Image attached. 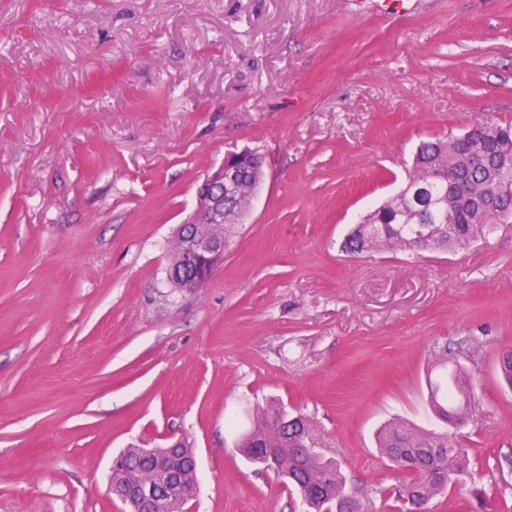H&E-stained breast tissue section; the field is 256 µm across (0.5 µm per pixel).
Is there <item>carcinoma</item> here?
<instances>
[{
  "instance_id": "1",
  "label": "carcinoma",
  "mask_w": 512,
  "mask_h": 512,
  "mask_svg": "<svg viewBox=\"0 0 512 512\" xmlns=\"http://www.w3.org/2000/svg\"><path fill=\"white\" fill-rule=\"evenodd\" d=\"M460 149L456 139L423 144L416 155L414 170L398 197L367 214L346 241L345 249L360 253L382 244L408 250L448 245L445 237L434 241L416 237L412 224L406 222L408 213L417 224L453 226L454 244H460L470 223V210L451 214L434 206L433 201L458 189L474 193L488 190L477 176L468 181L465 175H459L460 186L448 183V161ZM505 210L512 211V194L502 196L498 208L485 212L484 230L492 231V219L501 217ZM431 370L438 374L428 379L429 406L445 429L423 430L392 424L379 437L380 449L405 473L392 505L397 512L403 509L427 512L428 504L435 497L453 485H465L472 475L470 449L449 432L451 428L460 429L462 420L475 407L471 377L461 365L450 366L446 361L433 362ZM282 412L276 405L256 408L252 425L239 436L236 449L251 463L287 479L299 491L308 512H332L336 495L342 493L340 467L307 445V430L301 418L280 425ZM122 457L125 461L116 463L112 469V481L140 484L154 479V471L139 461L135 449H127Z\"/></svg>"
}]
</instances>
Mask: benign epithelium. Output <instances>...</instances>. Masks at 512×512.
<instances>
[{"mask_svg":"<svg viewBox=\"0 0 512 512\" xmlns=\"http://www.w3.org/2000/svg\"><path fill=\"white\" fill-rule=\"evenodd\" d=\"M465 147L464 153L448 166L453 170L457 166L478 168L484 178L495 182L502 193L512 192V171L509 170V158L512 154L504 152L490 161V148L484 138L483 127L473 126L459 137ZM255 153L249 150L231 152L224 161L209 170L196 188V205L192 213L178 226L173 238L174 250L188 259L193 268L189 276L183 269L172 270V277L179 287L194 290L204 285L212 274L224 265V237H214L206 230H197L200 224L231 223L233 202L238 200L237 187L245 174L255 175L256 184L264 180L265 172L254 174ZM181 440L172 441L169 451L158 454L153 448L140 449L141 459L146 461L157 476L155 482L146 485H125L114 492L117 499L126 505L129 512H163L162 506L169 492L183 491V501L193 497V487L184 485V472L179 460L170 450L180 447Z\"/></svg>","mask_w":512,"mask_h":512,"instance_id":"obj_1","label":"benign epithelium"}]
</instances>
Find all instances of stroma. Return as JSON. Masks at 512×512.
I'll list each match as a JSON object with an SVG mask.
<instances>
[{
	"label": "stroma",
	"instance_id": "stroma-1",
	"mask_svg": "<svg viewBox=\"0 0 512 512\" xmlns=\"http://www.w3.org/2000/svg\"><path fill=\"white\" fill-rule=\"evenodd\" d=\"M512 125V0H0V512H122L128 448L183 437L186 512H303L235 444L270 402L387 512V423L440 429L435 358L476 407L473 482L512 512V223L411 254L343 242L419 146ZM265 180L201 289L174 229L225 154ZM235 429H228V418Z\"/></svg>",
	"mask_w": 512,
	"mask_h": 512
}]
</instances>
